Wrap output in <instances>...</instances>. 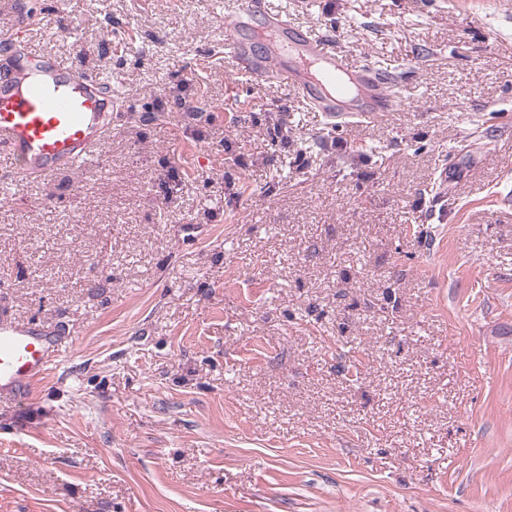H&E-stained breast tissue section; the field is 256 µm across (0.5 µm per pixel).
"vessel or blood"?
Masks as SVG:
<instances>
[{
    "label": "vessel or blood",
    "instance_id": "obj_1",
    "mask_svg": "<svg viewBox=\"0 0 512 512\" xmlns=\"http://www.w3.org/2000/svg\"><path fill=\"white\" fill-rule=\"evenodd\" d=\"M224 52L258 83H285L329 123L400 111L393 80L350 65L327 37L294 24L265 0H235L224 12ZM112 132V96L100 79L64 67L18 34L0 32V147L20 173L41 179L89 165ZM41 322L0 315V396L17 397L61 350Z\"/></svg>",
    "mask_w": 512,
    "mask_h": 512
}]
</instances>
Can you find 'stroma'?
Here are the masks:
<instances>
[{"label":"stroma","instance_id":"obj_1","mask_svg":"<svg viewBox=\"0 0 512 512\" xmlns=\"http://www.w3.org/2000/svg\"><path fill=\"white\" fill-rule=\"evenodd\" d=\"M226 2L0 0L116 113L90 169L0 148V311L65 346L0 512H512V0L295 7L400 86L332 128Z\"/></svg>","mask_w":512,"mask_h":512}]
</instances>
